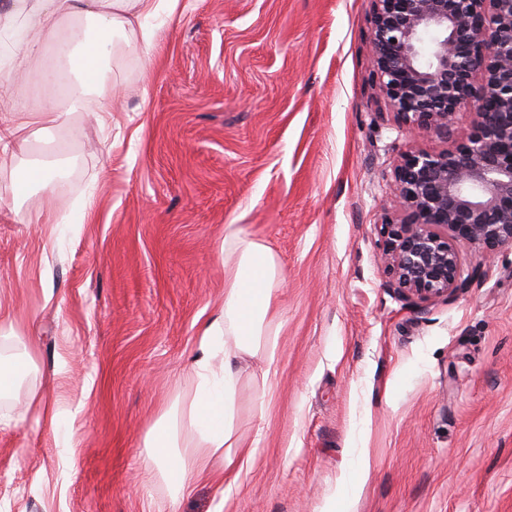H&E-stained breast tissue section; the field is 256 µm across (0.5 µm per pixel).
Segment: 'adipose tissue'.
<instances>
[{"label":"adipose tissue","mask_w":512,"mask_h":512,"mask_svg":"<svg viewBox=\"0 0 512 512\" xmlns=\"http://www.w3.org/2000/svg\"><path fill=\"white\" fill-rule=\"evenodd\" d=\"M178 0H9L0 11V40L7 42L10 68L19 70L41 53L48 36L56 48L70 53L71 67L93 98H77L72 112H110L108 95L100 91L112 54V36L134 27L142 16L175 11ZM54 100L16 96L0 113V152L26 150L24 133L31 126L56 125ZM224 302L202 328L186 371L192 384L177 396L150 428L146 458L179 500L204 475L223 473L238 460L241 443L234 428V403L242 362L261 358L266 364L259 399L270 393L275 372L278 328L274 326L278 267L267 246L243 237L234 225L224 228Z\"/></svg>","instance_id":"1"}]
</instances>
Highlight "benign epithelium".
Returning <instances> with one entry per match:
<instances>
[{
	"label": "benign epithelium",
	"instance_id": "obj_1",
	"mask_svg": "<svg viewBox=\"0 0 512 512\" xmlns=\"http://www.w3.org/2000/svg\"><path fill=\"white\" fill-rule=\"evenodd\" d=\"M379 96L418 135L393 170L396 213L380 224L390 287L410 302L467 288L465 252L512 246V0H371ZM466 111L472 131L457 137Z\"/></svg>",
	"mask_w": 512,
	"mask_h": 512
}]
</instances>
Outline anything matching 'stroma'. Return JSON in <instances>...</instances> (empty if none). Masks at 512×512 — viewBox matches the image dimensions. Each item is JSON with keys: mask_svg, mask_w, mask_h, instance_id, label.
Listing matches in <instances>:
<instances>
[{"mask_svg": "<svg viewBox=\"0 0 512 512\" xmlns=\"http://www.w3.org/2000/svg\"><path fill=\"white\" fill-rule=\"evenodd\" d=\"M145 24L151 52L113 37L109 121L65 115L0 156V304L29 324L0 336V369L29 363L0 393V512H512V250L468 252L449 299L390 288L393 166L449 142L380 102L370 0H181ZM66 64L47 46L10 90L53 96L39 75ZM52 149L68 161L51 221H18L44 199L15 181ZM228 224L276 256L278 373L264 408L263 362L240 376L252 459L174 505L143 442L190 391Z\"/></svg>", "mask_w": 512, "mask_h": 512, "instance_id": "stroma-1", "label": "stroma"}]
</instances>
